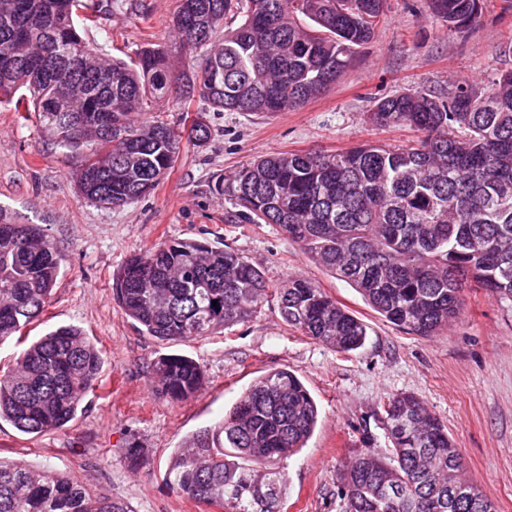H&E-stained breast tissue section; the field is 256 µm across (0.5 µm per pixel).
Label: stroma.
<instances>
[{
  "label": "stroma",
  "instance_id": "1",
  "mask_svg": "<svg viewBox=\"0 0 512 512\" xmlns=\"http://www.w3.org/2000/svg\"><path fill=\"white\" fill-rule=\"evenodd\" d=\"M178 0H111L84 36L101 57L163 48L173 72L187 62L172 28ZM512 69V0H485L481 24L461 33L427 16L422 0H386L375 38L322 96L288 112H215L200 101L181 109L160 102L156 115L180 129L204 122L205 144L185 140L154 191L117 209L78 192L79 162L57 147L35 113L0 107V209L41 225L62 250L51 301L29 326L38 338L61 325L81 327L105 361L97 386L65 429L29 435L0 422V459L73 476L127 512H219L173 490L168 462L182 441L223 418L251 381L287 369L319 408L306 446L285 463L281 512H345L339 475L358 454L385 453L379 421L388 397L411 392L448 430L467 480L512 512V302L481 288L464 292V309L430 337L406 333L380 317L348 283L307 259L271 224H252L216 192L217 181L256 157L279 152L336 153L361 143L401 146L404 127L365 120L373 102L402 91L440 89L466 79L489 84ZM169 239L220 242L259 263L271 284L312 279L368 327L351 353L287 326L275 302L248 322L177 344L142 333L112 298V277L128 256ZM162 354L199 361L206 381L190 399L172 401L151 375ZM148 457L133 470L129 443Z\"/></svg>",
  "mask_w": 512,
  "mask_h": 512
}]
</instances>
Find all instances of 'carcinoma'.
Returning <instances> with one entry per match:
<instances>
[{"mask_svg": "<svg viewBox=\"0 0 512 512\" xmlns=\"http://www.w3.org/2000/svg\"><path fill=\"white\" fill-rule=\"evenodd\" d=\"M427 15L461 32L478 25L483 0H423ZM383 0H179L173 19L189 58L174 75L161 48L97 62L76 22L96 23L92 0H0V105L33 111L62 146L92 143L77 172L84 198L123 207L150 194L182 139L204 142L151 116L161 99L208 102L218 112L297 109L318 98L370 42ZM224 29V39L216 36ZM51 70L47 80L43 72ZM375 126L421 133L411 145L362 144L334 154L261 156L218 184L254 224H273L314 263L356 288L389 323L428 337L463 308L468 287L512 301V71L484 88L401 92L367 113ZM63 255L37 224L0 210V344L22 333L50 302ZM113 299L145 334L190 341L229 330L276 299L286 325L349 353L367 326L308 278L270 288L261 266L229 247L172 240L128 257ZM104 360L76 326L24 348L0 374V420L43 435L72 421ZM174 401L205 381L195 360L151 363ZM389 456H357L340 480L346 512H496L461 476L445 425L411 393L383 406ZM318 407L287 369L261 375L228 414L185 439L168 479L181 494L225 512H279L280 462L303 448ZM0 512H126L65 474L0 459Z\"/></svg>", "mask_w": 512, "mask_h": 512, "instance_id": "carcinoma-1", "label": "carcinoma"}]
</instances>
